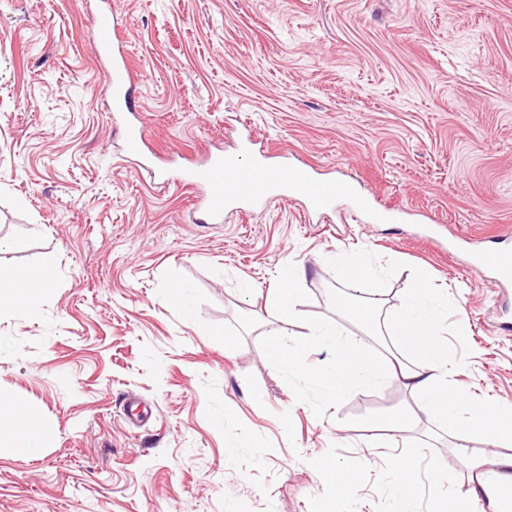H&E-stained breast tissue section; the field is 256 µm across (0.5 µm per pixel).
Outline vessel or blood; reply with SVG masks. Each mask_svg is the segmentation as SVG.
Here are the masks:
<instances>
[{
  "mask_svg": "<svg viewBox=\"0 0 512 512\" xmlns=\"http://www.w3.org/2000/svg\"><path fill=\"white\" fill-rule=\"evenodd\" d=\"M93 24L98 31L95 56L104 78L103 93L109 98L113 113L129 112L136 77L131 68L130 45L124 35L113 29L111 12H98ZM123 142L127 158L144 165L141 126L126 125ZM179 180L185 186L200 189L199 208L215 221L223 219L225 208L232 204L244 202L263 207L271 199L286 197L303 199L312 216L331 210L337 201L347 200L354 212L364 218H386L370 196L357 192L348 182L316 179L301 166L247 162L236 153L212 154L204 162L182 169ZM470 268L485 283L497 288L512 287V250L501 248L490 255L475 254Z\"/></svg>",
  "mask_w": 512,
  "mask_h": 512,
  "instance_id": "1",
  "label": "vessel or blood"
}]
</instances>
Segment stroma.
Listing matches in <instances>:
<instances>
[{"mask_svg": "<svg viewBox=\"0 0 512 512\" xmlns=\"http://www.w3.org/2000/svg\"><path fill=\"white\" fill-rule=\"evenodd\" d=\"M102 6L0 0V268L59 258L38 308L0 311V399L54 429L37 457H0V512H391L404 456L414 512L465 498L482 472L458 455L493 460L485 442L396 380L323 399L312 378L336 360L309 329L389 354L392 316L427 276L448 299L453 391L512 409V334L494 327L512 288L467 267L512 232V0H112L148 173L102 92ZM248 131L277 162L374 195L389 222L343 201L311 218L293 199L206 222L178 172ZM351 252L384 280L381 335L331 300ZM290 267L305 270L290 328L304 350L286 371L262 357L280 327L263 303ZM410 408L411 428L380 426Z\"/></svg>", "mask_w": 512, "mask_h": 512, "instance_id": "obj_1", "label": "stroma"}]
</instances>
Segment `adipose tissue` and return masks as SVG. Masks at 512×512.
Wrapping results in <instances>:
<instances>
[{
    "instance_id": "obj_1",
    "label": "adipose tissue",
    "mask_w": 512,
    "mask_h": 512,
    "mask_svg": "<svg viewBox=\"0 0 512 512\" xmlns=\"http://www.w3.org/2000/svg\"><path fill=\"white\" fill-rule=\"evenodd\" d=\"M55 270L56 260L50 254L44 258L39 270L1 271L0 308H37ZM340 270L348 290L337 295V308L348 310L361 323H369L371 317L366 311L368 298L381 294L384 288L380 275L354 254L341 258ZM303 276V269H287L279 285L268 289L265 296V308L276 316L281 328L265 346L264 356L269 363L286 370L297 363L296 358L287 354V327L297 318L296 306L301 296L297 284ZM447 317V300L429 287L426 278L421 277L406 289L396 314L397 355L374 357L369 350L342 341L335 326H313V336L337 359L333 370L315 378L323 397L332 400L348 390L377 388L396 377L410 389L419 408L447 418L461 433L499 442L511 441L512 418L499 410L449 395L448 343L440 333V327ZM419 329L424 331L426 342L414 340L413 335ZM53 436L52 427L35 405L0 402L1 457L37 456L40 449L51 445ZM471 496L475 499L486 498L493 504L494 512H512V454L497 456L490 480L477 483L471 490Z\"/></svg>"
}]
</instances>
